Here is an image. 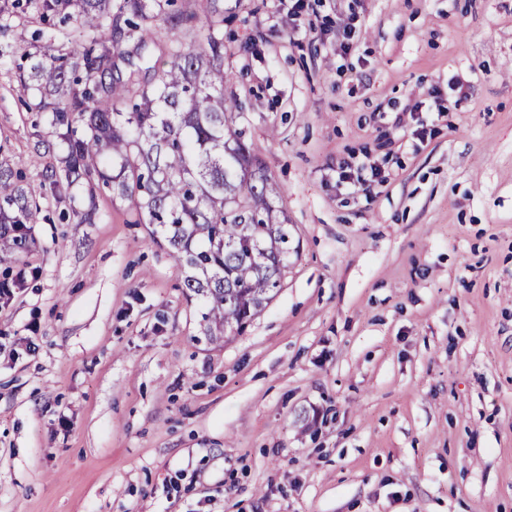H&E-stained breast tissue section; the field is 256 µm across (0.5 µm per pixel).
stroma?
<instances>
[{
    "label": "stroma",
    "mask_w": 512,
    "mask_h": 512,
    "mask_svg": "<svg viewBox=\"0 0 512 512\" xmlns=\"http://www.w3.org/2000/svg\"><path fill=\"white\" fill-rule=\"evenodd\" d=\"M306 2L315 38L224 0L295 249L211 343L128 202L53 186L66 129L16 73L73 23L0 0V155L41 209L0 259V512H512V0Z\"/></svg>",
    "instance_id": "stroma-1"
}]
</instances>
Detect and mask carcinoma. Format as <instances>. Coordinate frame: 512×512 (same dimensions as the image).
I'll list each match as a JSON object with an SVG mask.
<instances>
[{"label": "carcinoma", "instance_id": "1", "mask_svg": "<svg viewBox=\"0 0 512 512\" xmlns=\"http://www.w3.org/2000/svg\"><path fill=\"white\" fill-rule=\"evenodd\" d=\"M174 0H41V17L73 20L72 69L41 57L16 78L20 94H44L52 123H81L85 134L66 142L67 185L84 184L94 221L95 189L112 187L134 208L150 239L168 247L184 272L189 299L200 306L209 340L239 334L282 286L292 245L291 225L278 206L281 191L237 126L241 105L224 94V5L202 0V38L168 48L161 67L147 54L156 18L171 32L196 17L171 9ZM126 42L131 48L117 51ZM19 163L0 158V249L29 246L27 225L40 219L25 192L12 186Z\"/></svg>", "mask_w": 512, "mask_h": 512}]
</instances>
